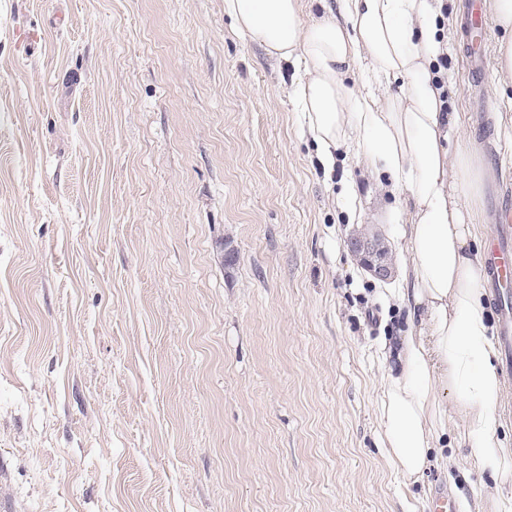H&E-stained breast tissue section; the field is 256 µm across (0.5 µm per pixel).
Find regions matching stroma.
<instances>
[{"label":"stroma","mask_w":512,"mask_h":512,"mask_svg":"<svg viewBox=\"0 0 512 512\" xmlns=\"http://www.w3.org/2000/svg\"><path fill=\"white\" fill-rule=\"evenodd\" d=\"M441 0L451 151L475 216L512 207V82L463 61ZM301 66L224 0H0V512H431L489 475L404 484L381 446L397 280L344 239L404 243V190L355 152L325 173ZM346 246L360 267L372 278L386 282L392 277L390 249L378 232L368 227L353 228L347 235Z\"/></svg>","instance_id":"obj_1"}]
</instances>
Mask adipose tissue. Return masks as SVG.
Segmentation results:
<instances>
[{"label":"adipose tissue","instance_id":"ef3b65f1","mask_svg":"<svg viewBox=\"0 0 512 512\" xmlns=\"http://www.w3.org/2000/svg\"><path fill=\"white\" fill-rule=\"evenodd\" d=\"M224 9L268 56L303 60L294 101L323 167L353 146L412 202L399 227L405 250L396 293L409 329L378 406L391 468L415 482L433 463L453 464V449H467L492 478L472 512H512V448L500 436L506 385L487 315L481 227L472 219L479 185L446 175L453 116L441 111L431 72L440 51L434 0H339L338 16L308 24L298 0H224ZM359 64L369 91L357 96L343 76ZM395 80L398 91L377 101L372 86ZM455 415L465 429L452 440Z\"/></svg>","mask_w":512,"mask_h":512}]
</instances>
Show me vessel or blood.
Wrapping results in <instances>:
<instances>
[{
  "mask_svg": "<svg viewBox=\"0 0 512 512\" xmlns=\"http://www.w3.org/2000/svg\"><path fill=\"white\" fill-rule=\"evenodd\" d=\"M465 4V58L470 72L476 74L483 66L484 49L479 41L488 23V16L484 0H465ZM486 263L494 283V298L501 303L499 341L505 356V373L512 376V307L503 301L504 291L512 283V211L501 212L497 236L488 251Z\"/></svg>",
  "mask_w": 512,
  "mask_h": 512,
  "instance_id": "b4317fda",
  "label": "vessel or blood"
}]
</instances>
